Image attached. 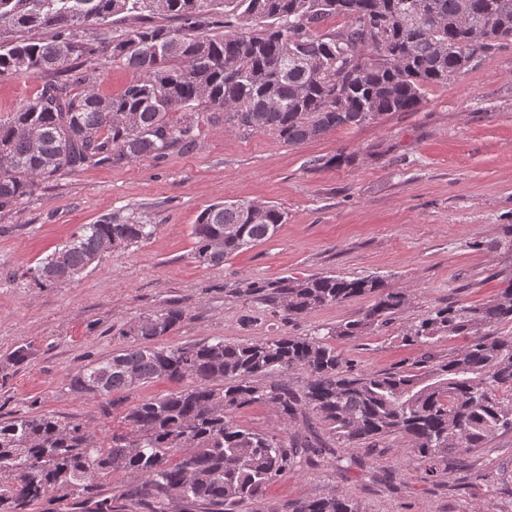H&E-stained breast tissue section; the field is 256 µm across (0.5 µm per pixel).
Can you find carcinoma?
Returning a JSON list of instances; mask_svg holds the SVG:
<instances>
[{
    "label": "carcinoma",
    "mask_w": 512,
    "mask_h": 512,
    "mask_svg": "<svg viewBox=\"0 0 512 512\" xmlns=\"http://www.w3.org/2000/svg\"><path fill=\"white\" fill-rule=\"evenodd\" d=\"M165 16L177 26L153 24ZM341 29L325 28L332 18ZM134 20L136 25L124 22ZM44 29L41 41L24 32ZM0 75H47L40 92L0 115V212L59 176L88 167L161 158L198 144L203 122L264 132L299 146L390 112H415L426 90L512 41V0H0ZM139 78L116 96L97 87L95 57ZM284 222L277 207L224 201L192 225V258L217 266L270 239ZM158 225L135 216L85 224L27 274L45 284L76 279L112 253L151 239ZM272 313L297 319L315 308L365 297L357 319L312 336L261 343L161 346L186 312L169 306L121 328L130 341L85 364L69 389L91 397L125 394L156 379L184 386L144 399L122 417L126 432L98 442L88 427L54 414L0 421V512L45 500H80L84 512H116L96 493L114 473L135 485L133 506L149 512H243L281 472L320 449L237 423L235 410L268 405L293 420L310 414L339 446L409 439L405 463L434 472L448 455L482 448L512 429V281L480 304L436 306L406 323L402 342L466 344L407 366L362 371L334 341L400 320L408 295L383 278H286L255 286ZM300 368L308 381L263 384ZM187 452L172 458V449ZM288 512H359L339 493L284 505Z\"/></svg>",
    "instance_id": "obj_1"
}]
</instances>
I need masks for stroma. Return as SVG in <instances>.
<instances>
[{"instance_id":"obj_1","label":"stroma","mask_w":512,"mask_h":512,"mask_svg":"<svg viewBox=\"0 0 512 512\" xmlns=\"http://www.w3.org/2000/svg\"><path fill=\"white\" fill-rule=\"evenodd\" d=\"M252 200L287 215L277 233L218 266L191 257V228L218 201ZM139 213L158 227L147 242L104 256L74 281L38 285L29 267L85 224ZM512 224V43L430 87L420 109L339 129L299 146L206 122L197 147L153 160L103 165L60 176L0 213V420L50 413L88 426L99 439L125 429L128 403L174 390L161 379L128 402L72 392L68 379L128 341L119 329L178 305L187 318L162 345L214 338L261 342L306 336L354 319L364 297L285 322L250 293L283 277H383L405 292V320L435 306L491 299L512 278V255L486 249ZM404 322L337 341L360 370L406 365L420 346L401 339ZM27 357L14 362L17 348ZM256 431L337 442L311 415L281 420L267 406L239 409ZM407 438L346 449L345 473L328 454L288 469L267 490L281 505L336 491L361 512H512V431L473 455L449 457L435 476L406 466Z\"/></svg>"}]
</instances>
